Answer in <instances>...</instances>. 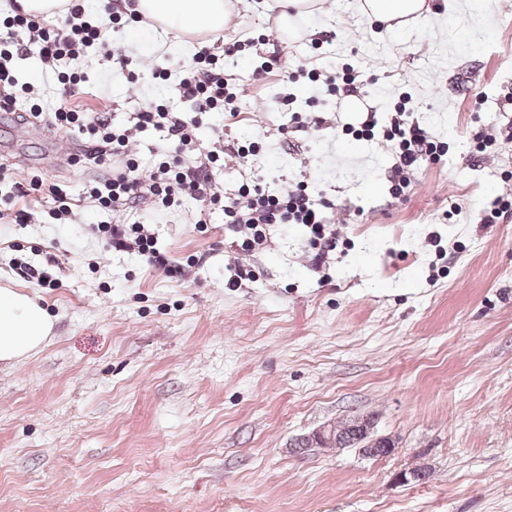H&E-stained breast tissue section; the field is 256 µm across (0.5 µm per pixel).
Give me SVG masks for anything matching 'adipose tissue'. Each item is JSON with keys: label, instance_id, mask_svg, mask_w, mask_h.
Masks as SVG:
<instances>
[{"label": "adipose tissue", "instance_id": "ef3b65f1", "mask_svg": "<svg viewBox=\"0 0 512 512\" xmlns=\"http://www.w3.org/2000/svg\"><path fill=\"white\" fill-rule=\"evenodd\" d=\"M136 10L163 30L183 34L221 32L233 13L231 0H136ZM45 309L28 295L0 288V362L34 353L51 332Z\"/></svg>", "mask_w": 512, "mask_h": 512}]
</instances>
